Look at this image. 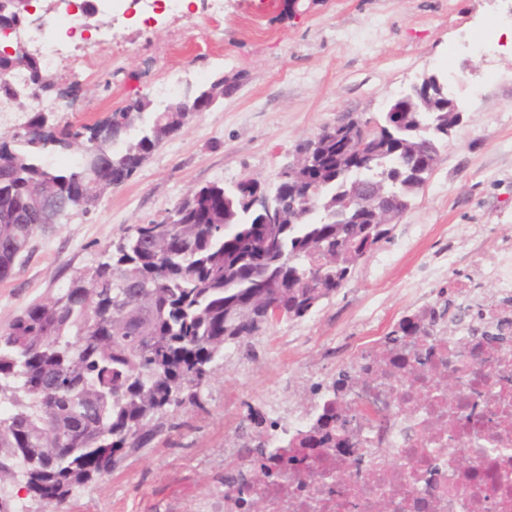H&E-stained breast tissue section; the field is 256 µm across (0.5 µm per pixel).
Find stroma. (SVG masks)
<instances>
[{"instance_id": "obj_1", "label": "stroma", "mask_w": 512, "mask_h": 512, "mask_svg": "<svg viewBox=\"0 0 512 512\" xmlns=\"http://www.w3.org/2000/svg\"><path fill=\"white\" fill-rule=\"evenodd\" d=\"M77 100L58 116L93 121L177 78L199 85L221 74L236 90L192 115L124 184L86 215L35 238V250L0 282V327L95 265L122 230L161 218L190 190L243 178L275 187L299 143L343 118L379 120L424 75L448 84L462 121L409 209L308 316L272 325L230 346L201 391L204 410L176 414L168 441L128 457L77 492L67 512H223L227 436L243 402L259 407L281 380L284 405L300 409L312 381H331L371 336L387 335L418 302L448 301L468 323L475 302L459 286L501 299L512 275V0H224L195 26L165 17L118 31L111 45L91 31Z\"/></svg>"}]
</instances>
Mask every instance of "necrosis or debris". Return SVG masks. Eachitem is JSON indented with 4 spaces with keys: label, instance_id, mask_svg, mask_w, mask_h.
<instances>
[{
    "label": "necrosis or debris",
    "instance_id": "necrosis-or-debris-1",
    "mask_svg": "<svg viewBox=\"0 0 512 512\" xmlns=\"http://www.w3.org/2000/svg\"><path fill=\"white\" fill-rule=\"evenodd\" d=\"M73 2L74 10L46 17L44 29L0 30V50L21 42L54 68L84 38V0ZM200 3L190 13L184 0H94L109 22L136 5L144 25L161 15L199 24L224 11V0ZM431 309L422 302L412 311L429 339L409 336L396 348L370 340L348 363L350 380L314 385L302 411H287L279 392L266 395L265 439L273 448L289 440L298 459L275 465L266 512H512V321L490 305L459 328ZM496 329L502 339L483 342ZM331 401L350 408L349 425L331 430L322 447H297ZM311 466L323 479H308Z\"/></svg>",
    "mask_w": 512,
    "mask_h": 512
}]
</instances>
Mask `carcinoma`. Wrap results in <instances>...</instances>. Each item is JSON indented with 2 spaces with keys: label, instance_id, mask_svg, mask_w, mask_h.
Segmentation results:
<instances>
[{
  "label": "carcinoma",
  "instance_id": "carcinoma-1",
  "mask_svg": "<svg viewBox=\"0 0 512 512\" xmlns=\"http://www.w3.org/2000/svg\"><path fill=\"white\" fill-rule=\"evenodd\" d=\"M15 70L29 88L47 79L33 57L0 53V96L17 98ZM147 97L92 123L73 124L38 107L0 135V281L29 257L34 235L86 214L109 188L129 180L146 158L189 121L190 112H155ZM427 112L385 113L373 129L338 122L353 151L336 165L338 141L308 140L298 151L323 156L320 180L286 224H260L244 202L245 180L195 188L160 220L134 224L89 272L73 276L52 298L24 308L0 328V395L15 411L0 418V490L65 507L73 492L116 470L129 456L165 442L174 414L203 408L211 366L232 344L262 335L275 305L283 319L309 315L348 279L352 252L388 239L373 211L347 205L357 182L398 199L403 214L439 156L444 129H421ZM416 140L418 152L407 154ZM47 153L72 159L43 162ZM271 239L258 251L256 238ZM241 424L253 434L224 466V488L242 489L240 467L261 487L273 476L264 419L244 403Z\"/></svg>",
  "mask_w": 512,
  "mask_h": 512
}]
</instances>
